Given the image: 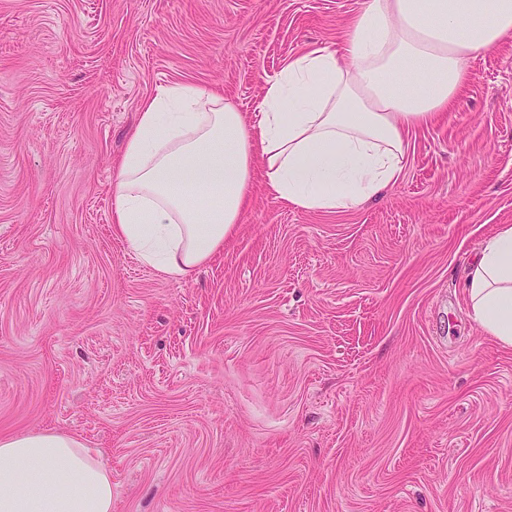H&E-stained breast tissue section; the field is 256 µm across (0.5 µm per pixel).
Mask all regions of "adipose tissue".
Returning a JSON list of instances; mask_svg holds the SVG:
<instances>
[{"instance_id": "ef3b65f1", "label": "adipose tissue", "mask_w": 512, "mask_h": 512, "mask_svg": "<svg viewBox=\"0 0 512 512\" xmlns=\"http://www.w3.org/2000/svg\"><path fill=\"white\" fill-rule=\"evenodd\" d=\"M512 34V0H364L340 51L269 79L247 121L221 94L175 84L146 100L114 185L113 230L139 259L188 277L239 224L256 173L309 211L355 209L399 179L411 128L458 100L471 57ZM471 316L512 347V225L464 280ZM0 512H112V476L76 438H0Z\"/></svg>"}]
</instances>
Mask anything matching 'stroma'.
Instances as JSON below:
<instances>
[{"label":"stroma","mask_w":512,"mask_h":512,"mask_svg":"<svg viewBox=\"0 0 512 512\" xmlns=\"http://www.w3.org/2000/svg\"><path fill=\"white\" fill-rule=\"evenodd\" d=\"M362 0H0V436L97 449L112 512H512V348L469 261L512 224V37L408 134L380 200L255 178L188 278L112 229L140 108L175 83L254 113Z\"/></svg>","instance_id":"obj_1"}]
</instances>
